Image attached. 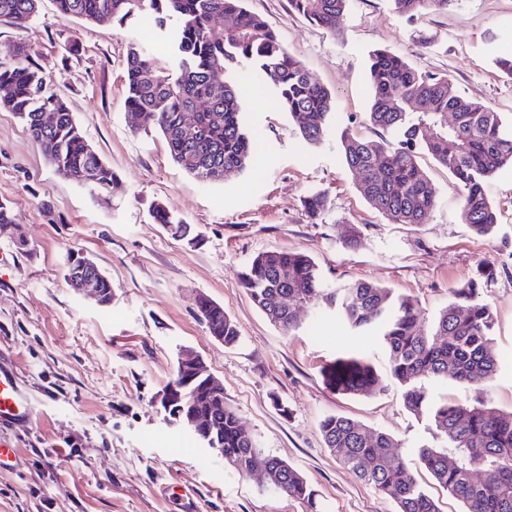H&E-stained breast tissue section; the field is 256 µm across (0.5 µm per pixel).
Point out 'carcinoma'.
Wrapping results in <instances>:
<instances>
[{"label": "carcinoma", "instance_id": "1", "mask_svg": "<svg viewBox=\"0 0 512 512\" xmlns=\"http://www.w3.org/2000/svg\"><path fill=\"white\" fill-rule=\"evenodd\" d=\"M455 0H392L410 14L446 9ZM291 9L331 32L341 29L349 0H288ZM58 12L86 22H122L143 14L163 34L172 52L174 73L164 74L150 53L129 46L124 65L125 118L132 130L138 117H154L172 160L203 183L224 180V172H243L254 164L252 137L243 121V96L227 77L240 62L253 64L260 80L272 86L276 105L288 112L304 142L321 144L335 101L302 63L285 49L266 19L246 7V0H55ZM39 0H0V23L23 27L37 13ZM176 26L169 27V19ZM370 124L394 134L364 138L350 131L340 136L341 156L353 172L365 201L392 224H421L433 210L436 191L419 171L416 148H423L456 180L462 191V218L486 239L494 235L497 212L487 187L494 175L512 166V129L501 113L448 91V79L416 71L405 57L387 49L369 56ZM0 106L28 126L34 141L62 177L98 194L112 188L116 175L76 124L66 103L48 92L47 82L29 61L25 45L0 50ZM52 112L46 125L42 116ZM453 125H448V116ZM327 197L313 192L305 211L316 216ZM154 220L185 237L190 225L156 203ZM241 284L274 326L291 334L301 325L299 309L282 304L296 298L301 307L332 309L357 331H371L388 352L391 375L405 388L407 409L427 416L458 458L433 448L419 451L421 464L440 487L462 502L464 512H512V412L491 413L478 406L438 404L429 399L424 378L448 377L466 385H488L497 371L491 330L493 314L479 297L481 284L470 280L452 291L448 305L426 330L414 302L366 281L331 287L318 264L303 252L264 251L240 274ZM212 336L235 345V323L214 305L200 313ZM330 386L342 394L369 393L378 383L374 369L356 357H339L325 368ZM224 426V464L250 474L272 473L280 494L312 501L303 477L267 455L244 432L224 396L211 398ZM326 446L341 462L387 496L397 512H438L412 470L394 451L385 432L371 430L346 416L321 420Z\"/></svg>", "mask_w": 512, "mask_h": 512}]
</instances>
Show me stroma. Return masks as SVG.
<instances>
[{
  "mask_svg": "<svg viewBox=\"0 0 512 512\" xmlns=\"http://www.w3.org/2000/svg\"><path fill=\"white\" fill-rule=\"evenodd\" d=\"M335 99L323 142L308 146L273 92L258 89L250 63L234 76L246 87L244 122L259 167L205 184L170 157L154 122L131 132L124 119V61L143 45L171 71L161 33L139 17L95 24L61 16L41 0L23 28L0 24V48L21 43L30 61L117 181L107 194L64 179L48 164L26 125L0 109V203L16 230L0 231V366L15 371L34 415L12 432L17 457L0 468V512H396L326 448L319 424L353 418L392 435L439 512H463L421 465L418 451L443 441L431 421L405 406L375 337L351 331L334 313L300 310L301 329L283 334L255 306L239 274L262 251H302L330 285L365 280L412 298L426 321L453 289L490 265L480 290L494 317L498 372L490 386L428 382L435 402L483 403L512 411V167L488 193L498 214L492 239L461 220L453 177L426 152L417 162L437 192L421 224H393L373 210L342 161L340 134L377 138L370 125L366 61L371 50L404 55L419 71L447 77L455 93L512 121V79L495 65L512 54V0H456L445 11L395 13L391 0H350L332 34L293 12L288 0H248ZM323 192L326 211L309 218L303 201ZM163 203L201 233L188 245L157 224ZM358 230L354 247L346 226ZM92 257L112 281L102 307L65 279L72 253ZM220 304L239 333L227 347L210 336L196 298ZM199 353L224 385V401L261 450L296 469L313 502L272 492L201 447L166 413L160 398L183 349ZM370 364L379 382L344 395L326 382L336 357Z\"/></svg>",
  "mask_w": 512,
  "mask_h": 512,
  "instance_id": "35a3bbf8",
  "label": "stroma"
}]
</instances>
